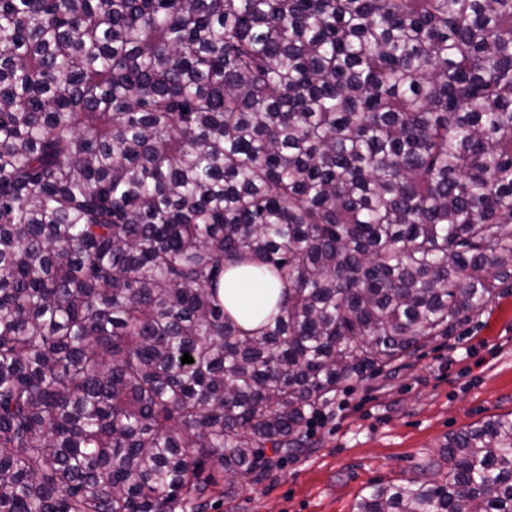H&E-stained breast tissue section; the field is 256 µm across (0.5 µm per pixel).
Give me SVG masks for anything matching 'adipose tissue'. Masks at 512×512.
Returning a JSON list of instances; mask_svg holds the SVG:
<instances>
[{
    "label": "adipose tissue",
    "instance_id": "1",
    "mask_svg": "<svg viewBox=\"0 0 512 512\" xmlns=\"http://www.w3.org/2000/svg\"><path fill=\"white\" fill-rule=\"evenodd\" d=\"M282 291L277 278L257 276L255 265L250 263L231 267L220 283L225 311L245 331L260 325L267 311L280 299Z\"/></svg>",
    "mask_w": 512,
    "mask_h": 512
}]
</instances>
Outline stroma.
I'll use <instances>...</instances> for the list:
<instances>
[{
    "mask_svg": "<svg viewBox=\"0 0 512 512\" xmlns=\"http://www.w3.org/2000/svg\"><path fill=\"white\" fill-rule=\"evenodd\" d=\"M512 412V286L452 335L394 369L341 387L313 445L234 493L209 491L201 512H353L371 486L420 476L448 438Z\"/></svg>",
    "mask_w": 512,
    "mask_h": 512,
    "instance_id": "1",
    "label": "stroma"
}]
</instances>
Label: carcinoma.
Wrapping results in <instances>:
<instances>
[{
  "mask_svg": "<svg viewBox=\"0 0 512 512\" xmlns=\"http://www.w3.org/2000/svg\"><path fill=\"white\" fill-rule=\"evenodd\" d=\"M509 277L512 0H0V512H194ZM443 462L353 512H512ZM258 268L244 263L231 267L220 283V295L224 309L240 329L257 328L267 311L280 299L283 288L277 278L267 274L255 275Z\"/></svg>",
  "mask_w": 512,
  "mask_h": 512,
  "instance_id": "cac0c4a2",
  "label": "carcinoma"
}]
</instances>
